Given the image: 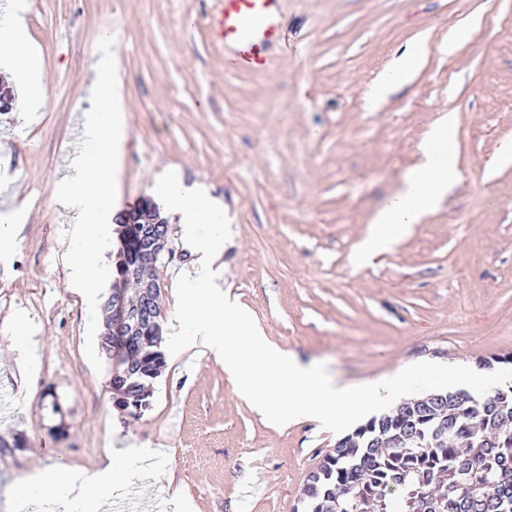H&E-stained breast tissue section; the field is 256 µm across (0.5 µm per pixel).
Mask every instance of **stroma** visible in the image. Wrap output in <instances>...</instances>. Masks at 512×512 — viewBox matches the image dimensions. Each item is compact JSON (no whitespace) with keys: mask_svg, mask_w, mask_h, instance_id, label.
Wrapping results in <instances>:
<instances>
[{"mask_svg":"<svg viewBox=\"0 0 512 512\" xmlns=\"http://www.w3.org/2000/svg\"><path fill=\"white\" fill-rule=\"evenodd\" d=\"M45 94L0 116V512L35 469H91L114 431L132 512H294L338 436L314 420L276 426L238 395L214 353L166 356L148 410L117 405L112 362L85 355L90 316L68 281L56 198L80 146L78 101L103 35L115 38L128 106L122 206L178 173L224 204V291L267 340L363 384L431 361L485 374L512 356V0H280L285 43L259 73H229L206 28L213 0H29ZM472 25L469 40L451 43ZM431 47L416 80L370 104L410 43ZM460 178L442 205L366 267L354 249L444 115ZM159 266L162 333L193 271L177 214Z\"/></svg>","mask_w":512,"mask_h":512,"instance_id":"35a3bbf8","label":"stroma"}]
</instances>
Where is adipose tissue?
Returning <instances> with one entry per match:
<instances>
[{"instance_id": "obj_1", "label": "adipose tissue", "mask_w": 512, "mask_h": 512, "mask_svg": "<svg viewBox=\"0 0 512 512\" xmlns=\"http://www.w3.org/2000/svg\"><path fill=\"white\" fill-rule=\"evenodd\" d=\"M0 51L10 53L15 61L17 80L26 98L35 100L43 95L41 65L19 20L0 23ZM427 54L425 42L407 45L395 63L371 87L368 93L370 102H377L415 79ZM456 135L453 115H444L421 144L420 162L406 172L400 188L371 217L353 254L356 266L369 265L375 257L394 252L414 225L422 223L458 181ZM131 447V436H113L107 462L101 469L90 474L81 472L69 478L37 474L16 484L13 500L28 503L42 495L44 490L56 488L75 494L77 500L91 504L95 512H106Z\"/></svg>"}]
</instances>
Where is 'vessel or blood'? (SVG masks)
<instances>
[{
  "label": "vessel or blood",
  "instance_id": "b4317fda",
  "mask_svg": "<svg viewBox=\"0 0 512 512\" xmlns=\"http://www.w3.org/2000/svg\"><path fill=\"white\" fill-rule=\"evenodd\" d=\"M208 19L210 35L224 47L231 73L259 72L283 40L277 0H216Z\"/></svg>",
  "mask_w": 512,
  "mask_h": 512
}]
</instances>
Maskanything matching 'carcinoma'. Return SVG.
<instances>
[{
    "label": "carcinoma",
    "instance_id": "1",
    "mask_svg": "<svg viewBox=\"0 0 512 512\" xmlns=\"http://www.w3.org/2000/svg\"><path fill=\"white\" fill-rule=\"evenodd\" d=\"M161 326L129 346L101 334L111 379L128 378L122 406L142 412L164 366ZM429 405L407 402L336 441L311 471L302 512H512V385L476 398L438 392Z\"/></svg>",
    "mask_w": 512,
    "mask_h": 512
}]
</instances>
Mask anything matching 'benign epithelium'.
<instances>
[{"instance_id":"obj_1","label":"benign epithelium","mask_w":512,"mask_h":512,"mask_svg":"<svg viewBox=\"0 0 512 512\" xmlns=\"http://www.w3.org/2000/svg\"><path fill=\"white\" fill-rule=\"evenodd\" d=\"M123 222L130 225V233L121 243L122 279L140 281L139 297L133 303L125 300L121 291L112 293V335L128 342L140 332L157 325L159 312L156 307L158 288L151 278L140 274L141 259L159 257L168 251V228L160 219L153 204L145 200L140 209L125 214Z\"/></svg>"}]
</instances>
